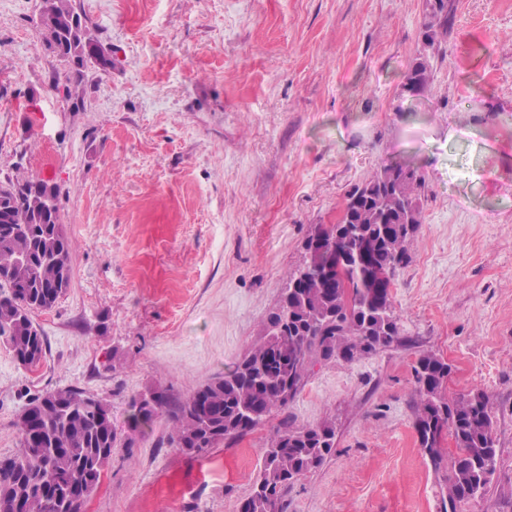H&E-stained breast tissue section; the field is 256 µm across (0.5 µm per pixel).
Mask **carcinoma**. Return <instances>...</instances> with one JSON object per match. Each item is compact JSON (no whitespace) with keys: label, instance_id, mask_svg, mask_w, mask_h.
Listing matches in <instances>:
<instances>
[{"label":"carcinoma","instance_id":"obj_1","mask_svg":"<svg viewBox=\"0 0 512 512\" xmlns=\"http://www.w3.org/2000/svg\"><path fill=\"white\" fill-rule=\"evenodd\" d=\"M40 20L46 41L70 64L55 89L78 107L76 87L83 71L112 69V51L81 19L72 0H47ZM430 21L423 37L430 47L448 34V0H429ZM429 63L415 59L404 86L424 91ZM417 172L389 163L346 197L343 223L319 225L305 243L303 263L288 273L277 306L260 339L232 372L173 403L164 390L152 402L143 394L131 401L128 433L112 426L110 405L79 388H57L31 395L14 426L19 448L0 457V512H84L112 460V449L163 414L173 428L171 444L198 456L227 441H238L282 412L304 386L317 360L352 362L400 340L391 289L376 284L373 271L395 272L409 261L413 233L421 223ZM58 192L47 181L11 178L0 183V342L17 363L32 355L43 361L44 336L34 324L35 310L55 306L69 286L71 245L60 222ZM315 238L337 260H347L341 278L315 271L310 252ZM414 371V429L421 453L435 470L444 460L442 441L453 438L456 452L445 476L448 508L457 512L488 491L497 463V441L490 397L475 388L450 398L445 381L450 367L432 353L419 356ZM336 431L325 422L297 426L280 420L271 436L249 495L239 512H284L283 494L300 476L320 467L333 449Z\"/></svg>","mask_w":512,"mask_h":512}]
</instances>
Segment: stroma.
<instances>
[{"instance_id": "1", "label": "stroma", "mask_w": 512, "mask_h": 512, "mask_svg": "<svg viewBox=\"0 0 512 512\" xmlns=\"http://www.w3.org/2000/svg\"><path fill=\"white\" fill-rule=\"evenodd\" d=\"M74 3L117 57L86 70L77 106L54 89L68 65L41 0H0V180L56 183L71 244L65 294L32 314L39 369L0 344V456L26 392L83 389L123 431L147 388L183 400L232 371L311 232L397 160L425 182L391 288L401 341L311 367L285 413L334 423L336 443L284 512H443L413 428L423 352L450 365L448 396L485 390L496 422L491 486L459 512H512V0H448L435 49L426 0ZM274 428L190 457L159 417L114 449L85 512H238ZM404 78V86L409 91H424L430 81L429 63L427 59H415L409 65Z\"/></svg>"}]
</instances>
